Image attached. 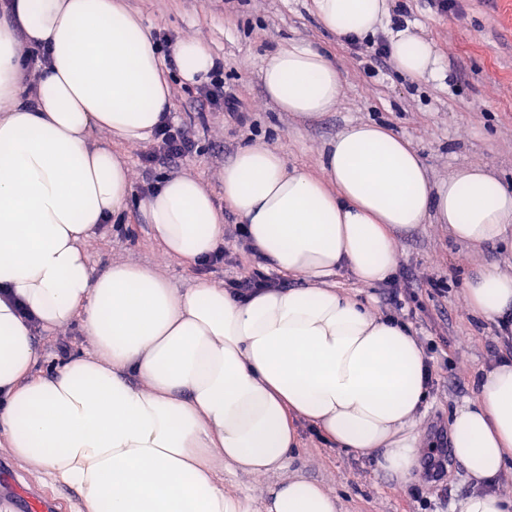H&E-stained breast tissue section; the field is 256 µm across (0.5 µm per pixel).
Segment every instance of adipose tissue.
Listing matches in <instances>:
<instances>
[{"label": "adipose tissue", "instance_id": "adipose-tissue-1", "mask_svg": "<svg viewBox=\"0 0 512 512\" xmlns=\"http://www.w3.org/2000/svg\"><path fill=\"white\" fill-rule=\"evenodd\" d=\"M0 23V447L76 490L79 512H339L315 482L293 479L261 501L229 492L225 470L285 468L300 425L333 447L370 451L409 480L421 454L414 420L427 392L425 358L408 326L373 316L330 286L339 270L364 284L396 269L398 232L427 219L472 246L512 228V189L481 167L433 186L413 145L379 123L348 126L321 174L288 168L282 152L243 146L224 167V202L190 176L162 180L133 200L113 141H149L172 108L169 74L140 16L121 0H14ZM340 38L375 35L389 0H312ZM45 53L33 94L22 95L24 47ZM397 71L436 76L434 45L392 31ZM195 85L216 61L198 41L173 50ZM259 78L283 112L316 118L340 95L335 64L303 41L282 45ZM164 253L197 266L224 243L222 208L252 245L302 288L238 298L200 282L178 290L148 266L94 271L86 239L130 203ZM471 313L512 314V276L486 268L467 279ZM12 292L51 330L79 324L80 352L41 369V348L5 298ZM454 456L482 483L512 464V360L478 379L453 412Z\"/></svg>", "mask_w": 512, "mask_h": 512}]
</instances>
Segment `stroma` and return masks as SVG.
I'll use <instances>...</instances> for the list:
<instances>
[{"mask_svg": "<svg viewBox=\"0 0 512 512\" xmlns=\"http://www.w3.org/2000/svg\"><path fill=\"white\" fill-rule=\"evenodd\" d=\"M151 34L173 40L193 38L222 62L225 90L240 100L246 124L226 117L202 124L189 103L194 86L171 84L174 113L196 141L198 152L188 157L180 174L197 177L223 203L222 174L246 144L264 143L283 152L289 166L319 170L330 143L348 125L380 123L408 139L420 153L431 183L446 181L459 168L480 166L512 188V0H453L441 12L433 0H391L385 29L400 25L433 42L440 56L437 77L418 81L398 74L391 58H383L378 74L366 68L370 41L349 45L325 30L311 9V0H125ZM303 40L330 52L341 93L333 111L309 119L283 112L266 97L259 71L280 44ZM130 170L133 205L113 217L87 241L94 270L111 262L155 268L173 287L184 289L207 278L220 284L236 273L218 265L207 275L181 267L164 256L152 228L136 205L146 182L160 181L166 169L146 170L134 146L117 148ZM398 272L444 280L445 297L419 293L417 319L443 307L448 316L443 351L435 362V384L415 418L423 448H431L439 432L448 430L456 409L476 397L478 375L495 364L488 352L501 327L475 318L463 293L465 277L493 266L512 275V246L493 243L469 247L456 242L447 225L426 221L398 233ZM301 448L278 472L254 476L225 471L227 490L257 498L292 479L317 482L336 496L340 512H458L460 501L476 484L468 467L454 463L449 476L424 481L413 473L397 483L376 464L370 452L347 451L325 444L310 426H303ZM0 477L8 491L0 507L18 512L14 490L34 486L45 499L38 512H72L79 496L72 488L51 483L45 476L0 449Z\"/></svg>", "mask_w": 512, "mask_h": 512, "instance_id": "1", "label": "stroma"}]
</instances>
